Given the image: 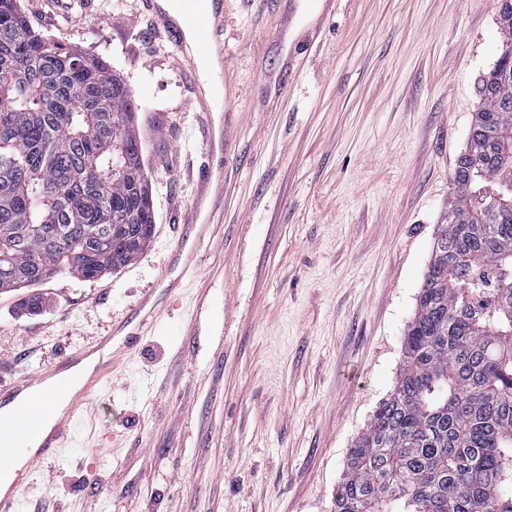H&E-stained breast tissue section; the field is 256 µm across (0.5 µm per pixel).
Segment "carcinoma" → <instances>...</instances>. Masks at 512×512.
Here are the masks:
<instances>
[{"label":"carcinoma","instance_id":"cac0c4a2","mask_svg":"<svg viewBox=\"0 0 512 512\" xmlns=\"http://www.w3.org/2000/svg\"><path fill=\"white\" fill-rule=\"evenodd\" d=\"M393 389L349 448L334 512H512V0ZM0 292L139 257L154 212L136 108L103 59L0 0Z\"/></svg>","mask_w":512,"mask_h":512}]
</instances>
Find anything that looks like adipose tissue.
Returning <instances> with one entry per match:
<instances>
[{"instance_id": "1", "label": "adipose tissue", "mask_w": 512, "mask_h": 512, "mask_svg": "<svg viewBox=\"0 0 512 512\" xmlns=\"http://www.w3.org/2000/svg\"><path fill=\"white\" fill-rule=\"evenodd\" d=\"M99 360V354H92L79 364L59 374L55 381L43 383L21 394V401L31 403L41 409V427L29 439L26 448L8 456L0 455V491L8 490L12 486L16 472L25 467L28 458L48 437L57 420L66 410L69 399L63 395H53L52 390L55 384L67 385L72 390L78 389Z\"/></svg>"}]
</instances>
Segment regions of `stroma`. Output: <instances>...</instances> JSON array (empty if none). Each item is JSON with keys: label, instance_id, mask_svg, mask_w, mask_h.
Segmentation results:
<instances>
[{"label": "stroma", "instance_id": "stroma-1", "mask_svg": "<svg viewBox=\"0 0 512 512\" xmlns=\"http://www.w3.org/2000/svg\"><path fill=\"white\" fill-rule=\"evenodd\" d=\"M34 30L133 93L155 215L95 280L0 293V387L91 348L146 295L160 323L96 389V418L24 469L21 512H333L393 388L450 177L501 48L493 0H224L226 149L141 0H22ZM228 179L196 273L166 274L200 170Z\"/></svg>", "mask_w": 512, "mask_h": 512}]
</instances>
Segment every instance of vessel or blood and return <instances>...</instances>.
Instances as JSON below:
<instances>
[{
    "label": "vessel or blood",
    "mask_w": 512,
    "mask_h": 512,
    "mask_svg": "<svg viewBox=\"0 0 512 512\" xmlns=\"http://www.w3.org/2000/svg\"><path fill=\"white\" fill-rule=\"evenodd\" d=\"M143 8L152 18L160 21L170 33L176 51L187 61L192 75H204L209 80V91L200 95L198 103L204 116L206 146L209 152L223 150L224 123L217 120L216 112L228 98L224 84V0H189L187 7L179 15H171L160 0H142ZM200 188L191 217L184 224V232L179 240L180 249L196 250L215 223L217 214L224 209V179L212 177L204 172L199 176ZM157 315L149 310L140 317L137 325L128 330L112 349L115 358L124 357L135 348L141 338L143 325L151 323ZM63 367L62 362H54L45 371L28 375L14 385L1 389L0 396L14 398L19 393L55 375ZM114 373L111 363L102 365L96 375L70 395V410H78L95 386L110 380ZM39 428V418L32 406L22 403L16 406L8 424L0 423V443L5 442L15 448L26 447L30 436Z\"/></svg>",
    "instance_id": "1"
}]
</instances>
